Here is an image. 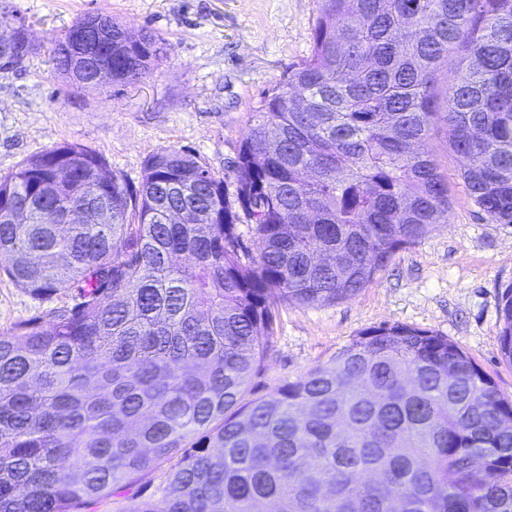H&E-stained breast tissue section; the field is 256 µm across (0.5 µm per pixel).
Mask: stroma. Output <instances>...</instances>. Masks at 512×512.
I'll return each mask as SVG.
<instances>
[{
	"instance_id": "stroma-1",
	"label": "stroma",
	"mask_w": 512,
	"mask_h": 512,
	"mask_svg": "<svg viewBox=\"0 0 512 512\" xmlns=\"http://www.w3.org/2000/svg\"><path fill=\"white\" fill-rule=\"evenodd\" d=\"M28 28L32 51L0 77V175L23 159L78 141L130 186L164 149L199 156L226 183L263 94L311 51L317 0H0ZM88 14L132 37L162 39L149 75L100 89L56 73L55 42ZM427 148L448 176L446 224L399 249L375 281L333 305L280 307L273 348L251 386L264 394L327 363L363 330L406 325L447 336L512 398L500 351L502 294L512 285V224L488 221L457 177L443 131ZM41 300L0 277V332L67 301Z\"/></svg>"
}]
</instances>
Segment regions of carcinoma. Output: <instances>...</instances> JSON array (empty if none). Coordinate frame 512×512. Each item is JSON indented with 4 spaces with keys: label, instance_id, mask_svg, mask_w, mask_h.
I'll return each mask as SVG.
<instances>
[{
    "label": "carcinoma",
    "instance_id": "carcinoma-1",
    "mask_svg": "<svg viewBox=\"0 0 512 512\" xmlns=\"http://www.w3.org/2000/svg\"><path fill=\"white\" fill-rule=\"evenodd\" d=\"M85 21L53 49L72 82ZM312 38L254 111L232 193L175 149L137 190L79 142L0 176V276L71 293L0 333V512H88L175 457L127 512H512V400L445 336L371 327L249 389L280 306L349 299L448 223L434 127L474 205L512 224V0H318ZM101 40L116 81L163 51L112 19ZM76 207L84 223H54ZM502 301L512 363V286Z\"/></svg>",
    "mask_w": 512,
    "mask_h": 512
}]
</instances>
